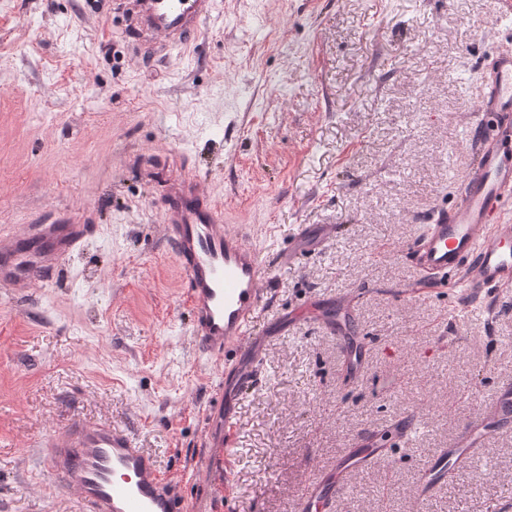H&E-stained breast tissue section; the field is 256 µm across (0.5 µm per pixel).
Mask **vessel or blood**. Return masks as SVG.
<instances>
[{
    "label": "vessel or blood",
    "mask_w": 512,
    "mask_h": 512,
    "mask_svg": "<svg viewBox=\"0 0 512 512\" xmlns=\"http://www.w3.org/2000/svg\"><path fill=\"white\" fill-rule=\"evenodd\" d=\"M125 13L136 31L149 32L143 43L156 53L158 43L186 46L212 16L214 0H126ZM477 154L462 180L457 202L437 211L412 255L422 281L439 288L464 287L479 298L512 288V219L502 212L512 201V52L494 56L487 90L469 115ZM167 200L163 228L184 275L183 298L192 332L212 357L236 350L224 368L220 397L205 418L221 417L223 431L236 428L237 405L248 386L257 384L261 357L250 337L253 320L265 302L260 251L247 243L238 225L224 221L223 210L203 189L196 174L183 171L164 179ZM93 231L83 218L35 224L24 247L0 245V286L53 275L79 252ZM357 299L344 296L325 308L306 302L296 308V323H315L332 332L340 345L345 372H366L367 343L354 329ZM419 416L407 413L380 429L363 432L337 458L335 466L314 473L300 496L299 512H326L341 498L350 473L387 456L392 446L410 441ZM512 427V383L502 384L478 421L469 423L449 447L430 459L415 484L423 499L467 473L477 452L494 432ZM47 471L78 496L84 512H187L173 483L155 458L139 448L128 431L107 423H73L45 445Z\"/></svg>",
    "instance_id": "1"
}]
</instances>
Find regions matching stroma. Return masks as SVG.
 I'll list each match as a JSON object with an SVG mask.
<instances>
[{"instance_id":"obj_1","label":"stroma","mask_w":512,"mask_h":512,"mask_svg":"<svg viewBox=\"0 0 512 512\" xmlns=\"http://www.w3.org/2000/svg\"><path fill=\"white\" fill-rule=\"evenodd\" d=\"M501 0H216L188 46L139 49L116 0H0V229L65 212L96 231L48 282L0 288V512H82L48 474L75 420L132 433L190 512H296L356 435L419 413L408 444L348 479L336 512H512V429L436 495L420 468L512 380V290L488 324L428 288L409 250L452 205L476 144L488 59L512 51ZM195 172L268 269L252 324L260 382L230 446L203 419L224 378L192 334L161 215L167 169ZM335 224L287 260L301 225ZM360 296L368 370L292 325L306 300Z\"/></svg>"}]
</instances>
